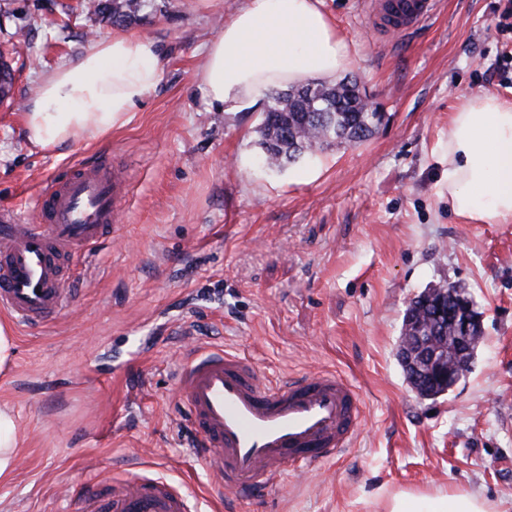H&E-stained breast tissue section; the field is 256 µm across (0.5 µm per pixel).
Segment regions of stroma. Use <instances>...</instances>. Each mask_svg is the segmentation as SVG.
<instances>
[{
  "label": "stroma",
  "instance_id": "1",
  "mask_svg": "<svg viewBox=\"0 0 512 512\" xmlns=\"http://www.w3.org/2000/svg\"><path fill=\"white\" fill-rule=\"evenodd\" d=\"M83 0H0L15 71L0 103V206L34 217L47 179L111 160L124 185L100 247L74 267L64 311L11 327L0 403L19 458L0 512H77L69 490L108 492L146 474L182 484L198 512H378L382 494L467 489L512 512V223L448 206L449 118L491 94L512 104V0H442L402 36L369 29L360 0H323L351 63L345 77L383 112L365 142L280 170L261 161L260 111L221 112L198 81L204 44L244 0H144L128 33L153 41L161 79L101 140L41 148L23 106L47 72L115 32ZM468 288L483 338L448 393L420 399L397 348L426 288ZM197 344L252 357L262 375L333 370L363 419L339 457L288 472L284 489L215 501L181 427L176 371Z\"/></svg>",
  "mask_w": 512,
  "mask_h": 512
}]
</instances>
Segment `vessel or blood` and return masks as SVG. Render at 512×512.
Wrapping results in <instances>:
<instances>
[{
    "instance_id": "b4317fda",
    "label": "vessel or blood",
    "mask_w": 512,
    "mask_h": 512,
    "mask_svg": "<svg viewBox=\"0 0 512 512\" xmlns=\"http://www.w3.org/2000/svg\"><path fill=\"white\" fill-rule=\"evenodd\" d=\"M436 8L437 0H363L370 27L391 34L418 27ZM121 195L102 160L48 182L35 203L39 223L0 208V312L29 325L58 314L73 258L108 234ZM175 385L195 454L218 487L238 492L275 488L288 469L335 459L361 426L356 392L329 371L271 383L250 358L203 345L181 361ZM72 496L78 512H191L185 492L148 475L113 481L105 495L77 487Z\"/></svg>"
}]
</instances>
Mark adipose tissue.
Instances as JSON below:
<instances>
[{
	"label": "adipose tissue",
	"instance_id": "obj_1",
	"mask_svg": "<svg viewBox=\"0 0 512 512\" xmlns=\"http://www.w3.org/2000/svg\"><path fill=\"white\" fill-rule=\"evenodd\" d=\"M350 61L322 0H246L204 48L199 80L213 107L241 112L271 89L332 79ZM159 57L144 38L121 32L76 63L44 77L24 107L27 137L54 148L90 142L124 126L160 79ZM448 205L481 223L512 220V106L493 96L462 105L448 135ZM383 512H490L479 494L399 491Z\"/></svg>",
	"mask_w": 512,
	"mask_h": 512
}]
</instances>
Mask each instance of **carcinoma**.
I'll return each instance as SVG.
<instances>
[{
	"mask_svg": "<svg viewBox=\"0 0 512 512\" xmlns=\"http://www.w3.org/2000/svg\"><path fill=\"white\" fill-rule=\"evenodd\" d=\"M141 0H88L86 12L114 25L140 20ZM382 113L368 108L357 83L343 78L329 86L312 83L271 96L259 126L263 161L294 164L313 149L357 145L371 137Z\"/></svg>",
	"mask_w": 512,
	"mask_h": 512,
	"instance_id": "cac0c4a2",
	"label": "carcinoma"
}]
</instances>
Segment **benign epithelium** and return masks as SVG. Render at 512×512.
Segmentation results:
<instances>
[{
    "mask_svg": "<svg viewBox=\"0 0 512 512\" xmlns=\"http://www.w3.org/2000/svg\"><path fill=\"white\" fill-rule=\"evenodd\" d=\"M420 300L416 335L402 334L398 352L412 391L424 398L429 388L446 393L463 378L482 338V319L458 288H427Z\"/></svg>",
    "mask_w": 512,
    "mask_h": 512,
    "instance_id": "benign-epithelium-1",
    "label": "benign epithelium"
}]
</instances>
